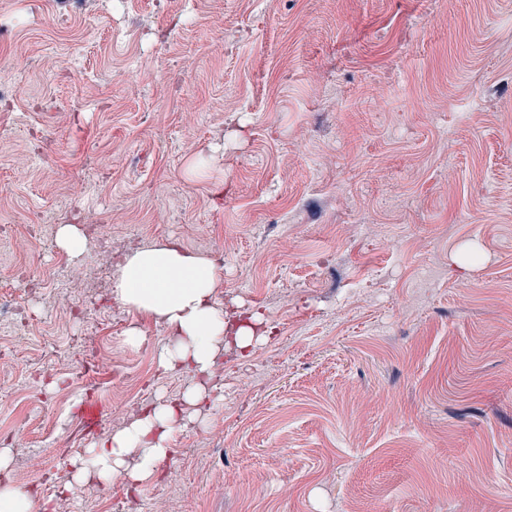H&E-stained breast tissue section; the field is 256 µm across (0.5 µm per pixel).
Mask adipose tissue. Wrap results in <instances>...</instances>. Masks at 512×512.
<instances>
[{
  "label": "adipose tissue",
  "instance_id": "obj_1",
  "mask_svg": "<svg viewBox=\"0 0 512 512\" xmlns=\"http://www.w3.org/2000/svg\"><path fill=\"white\" fill-rule=\"evenodd\" d=\"M216 260L170 241L124 254L116 264L111 294L119 305L152 318L168 334L156 352L157 370L180 372L188 385L177 397L158 398L127 425L81 448L72 460L68 489L108 487L117 477L132 485L159 480L161 464L176 453L175 435L222 398L215 368L227 346L247 351L253 320L235 321L217 298ZM33 492L11 478V447L0 446V512H34Z\"/></svg>",
  "mask_w": 512,
  "mask_h": 512
}]
</instances>
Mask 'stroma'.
<instances>
[{
  "label": "stroma",
  "instance_id": "obj_1",
  "mask_svg": "<svg viewBox=\"0 0 512 512\" xmlns=\"http://www.w3.org/2000/svg\"><path fill=\"white\" fill-rule=\"evenodd\" d=\"M1 80L0 277L39 355L0 374V422L58 440L36 471L15 448L18 485L61 486L113 431L110 403L78 424L94 364L167 339L108 277L80 318L27 293L90 211L215 258L218 299L275 328L225 350L140 512H512V0H0Z\"/></svg>",
  "mask_w": 512,
  "mask_h": 512
}]
</instances>
